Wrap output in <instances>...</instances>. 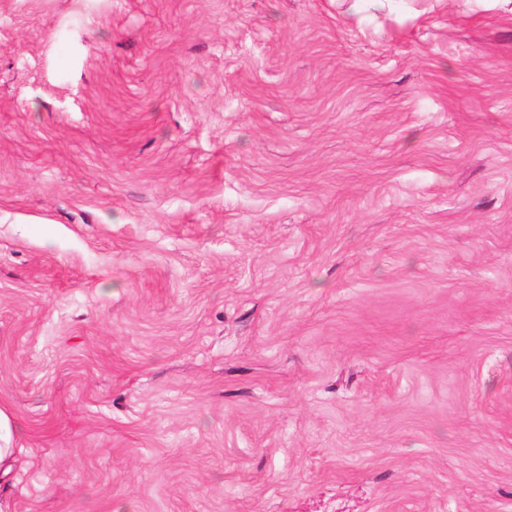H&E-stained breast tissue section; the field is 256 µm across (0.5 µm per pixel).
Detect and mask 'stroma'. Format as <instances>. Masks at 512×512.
I'll use <instances>...</instances> for the list:
<instances>
[{
    "mask_svg": "<svg viewBox=\"0 0 512 512\" xmlns=\"http://www.w3.org/2000/svg\"><path fill=\"white\" fill-rule=\"evenodd\" d=\"M0 405L9 512H512V9L0 0ZM18 427L13 413L0 407V478L7 477L18 464L22 448H15Z\"/></svg>",
    "mask_w": 512,
    "mask_h": 512,
    "instance_id": "stroma-1",
    "label": "stroma"
}]
</instances>
